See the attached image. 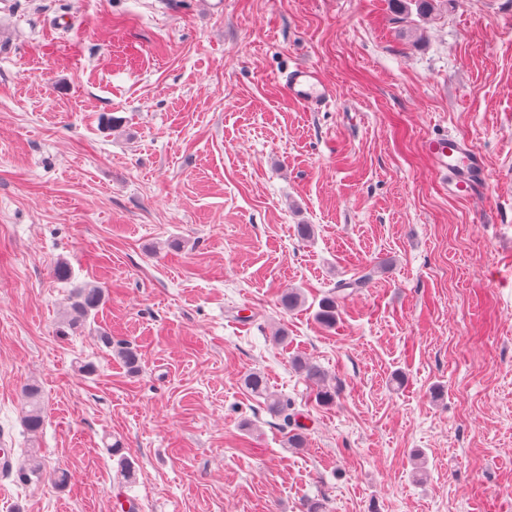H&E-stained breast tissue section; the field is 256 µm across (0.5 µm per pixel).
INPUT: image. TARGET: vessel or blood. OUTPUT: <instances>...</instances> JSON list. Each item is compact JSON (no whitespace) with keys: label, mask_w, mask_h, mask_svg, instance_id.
<instances>
[{"label":"vessel or blood","mask_w":512,"mask_h":512,"mask_svg":"<svg viewBox=\"0 0 512 512\" xmlns=\"http://www.w3.org/2000/svg\"><path fill=\"white\" fill-rule=\"evenodd\" d=\"M285 88L289 97L318 112L326 107L332 90L317 70L309 65L295 66L288 74ZM430 152L435 166L448 183V193L457 197H481L488 191V172L481 153L469 142L448 138L434 143Z\"/></svg>","instance_id":"b4317fda"}]
</instances>
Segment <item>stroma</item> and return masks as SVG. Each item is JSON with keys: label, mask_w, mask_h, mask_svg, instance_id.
I'll list each match as a JSON object with an SVG mask.
<instances>
[{"label": "stroma", "mask_w": 512, "mask_h": 512, "mask_svg": "<svg viewBox=\"0 0 512 512\" xmlns=\"http://www.w3.org/2000/svg\"><path fill=\"white\" fill-rule=\"evenodd\" d=\"M433 5L0 0V446L69 474H0V512H512V0ZM301 64L322 111L284 89ZM448 135L484 198L449 196L427 150ZM86 283L104 305L60 334ZM288 96L312 112L326 107L333 97L332 90L319 78L317 70L309 65H297L285 81ZM364 279L339 283L336 289L331 291L319 303V311L316 313L317 319L325 326L332 327L336 323V308L338 303L349 296L353 290L360 288ZM351 288L352 291L347 290ZM296 368L308 382L317 385V397L321 403L330 404L335 401L336 386L326 387L325 375L319 365L299 360L296 362ZM245 388L257 397H263L267 411L274 416H283L284 419L289 420L288 402L280 398L273 397L267 388L265 377L257 371L247 373L243 378ZM25 398L29 410L25 411L23 417L24 424L29 432H39L44 423L40 389L36 385L29 386L25 390Z\"/></svg>", "instance_id": "35a3bbf8"}]
</instances>
